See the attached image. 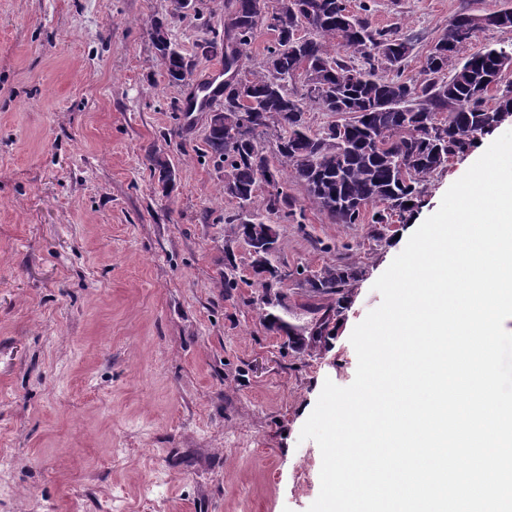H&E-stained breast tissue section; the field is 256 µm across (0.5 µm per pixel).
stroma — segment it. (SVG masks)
<instances>
[{
  "label": "stroma",
  "instance_id": "stroma-1",
  "mask_svg": "<svg viewBox=\"0 0 512 512\" xmlns=\"http://www.w3.org/2000/svg\"><path fill=\"white\" fill-rule=\"evenodd\" d=\"M375 28L414 38L404 75L460 13L512 0H348ZM196 54L224 31V0H0V512H307L321 453L300 432L325 380L352 383L354 327L374 282L475 162L451 159L421 185L408 221L373 238L334 224L303 184L268 216L285 280L281 316L325 341L297 350L270 331L253 258L229 233L238 202L205 152L206 115L168 83L151 24ZM175 170L170 192L154 157ZM363 267L343 305L306 276ZM231 287H224V280Z\"/></svg>",
  "mask_w": 512,
  "mask_h": 512
}]
</instances>
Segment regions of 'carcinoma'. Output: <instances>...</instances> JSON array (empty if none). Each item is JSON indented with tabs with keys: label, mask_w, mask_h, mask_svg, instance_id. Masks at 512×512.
<instances>
[{
	"label": "carcinoma",
	"mask_w": 512,
	"mask_h": 512,
	"mask_svg": "<svg viewBox=\"0 0 512 512\" xmlns=\"http://www.w3.org/2000/svg\"><path fill=\"white\" fill-rule=\"evenodd\" d=\"M259 0H227L225 12L235 20L232 56L224 41L204 39L197 44L203 57L220 56L224 66L244 72L240 83L224 87L220 125L205 136L206 152L224 169L223 194L240 206L259 205L268 214L288 215V180L302 183L320 211L336 224H360L366 214L378 237H386L393 215L405 217L418 206L419 185L444 169L452 158L463 157L481 138L496 130L497 114H512V88L487 102L498 89L501 74L512 69V43L488 47L457 64L460 47L472 36L471 15L458 14L448 23L442 38L430 47L418 83L403 77L413 41L388 29H372L354 18L346 0H276L272 10L276 24L258 9ZM304 25L308 38L288 46L294 28ZM274 32L275 43L253 69H245L249 48L257 31ZM165 75L170 83L183 81L191 69L179 46L171 41L162 51ZM273 62L282 78L305 70L318 92L304 98L324 112L342 114L347 124L333 132L310 129L302 100L273 81L267 62ZM439 115L438 125L428 130L429 116ZM275 136V149L266 151L264 136ZM269 170L273 190L260 194ZM233 225L236 238L263 239L272 227L258 217ZM268 300L279 283L275 272L252 264ZM363 275L353 265H338L306 279L315 296H334L342 305L352 284ZM269 329L287 337L291 346L305 342L297 329L279 315L268 312Z\"/></svg>",
	"instance_id": "obj_1"
}]
</instances>
